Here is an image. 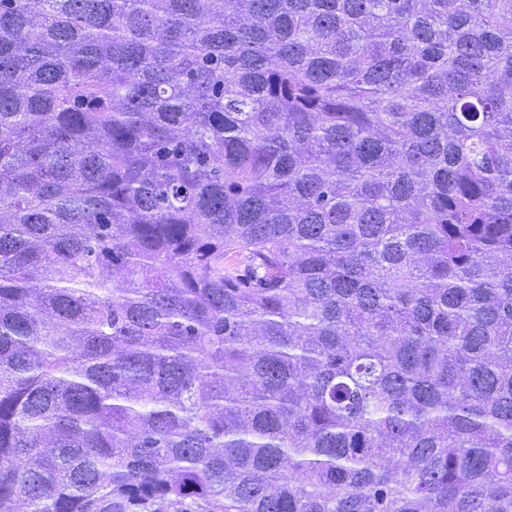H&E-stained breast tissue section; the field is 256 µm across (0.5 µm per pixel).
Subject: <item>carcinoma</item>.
Segmentation results:
<instances>
[{"label": "carcinoma", "mask_w": 512, "mask_h": 512, "mask_svg": "<svg viewBox=\"0 0 512 512\" xmlns=\"http://www.w3.org/2000/svg\"><path fill=\"white\" fill-rule=\"evenodd\" d=\"M0 512H512V0H0Z\"/></svg>", "instance_id": "cac0c4a2"}]
</instances>
